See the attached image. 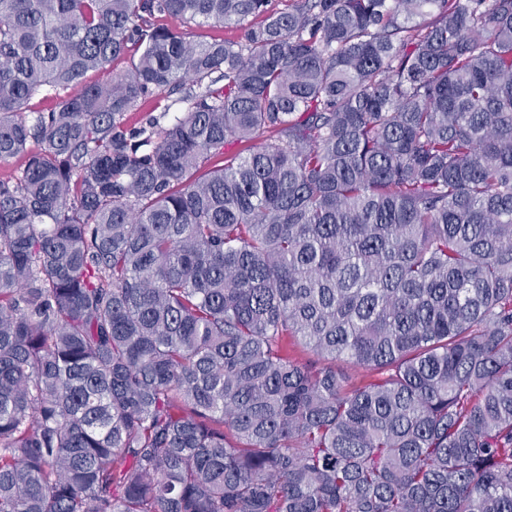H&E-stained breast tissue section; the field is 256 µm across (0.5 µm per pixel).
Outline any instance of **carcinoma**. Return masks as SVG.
<instances>
[{
    "label": "carcinoma",
    "mask_w": 512,
    "mask_h": 512,
    "mask_svg": "<svg viewBox=\"0 0 512 512\" xmlns=\"http://www.w3.org/2000/svg\"><path fill=\"white\" fill-rule=\"evenodd\" d=\"M271 2L0 0V512H512V0Z\"/></svg>",
    "instance_id": "cac0c4a2"
}]
</instances>
